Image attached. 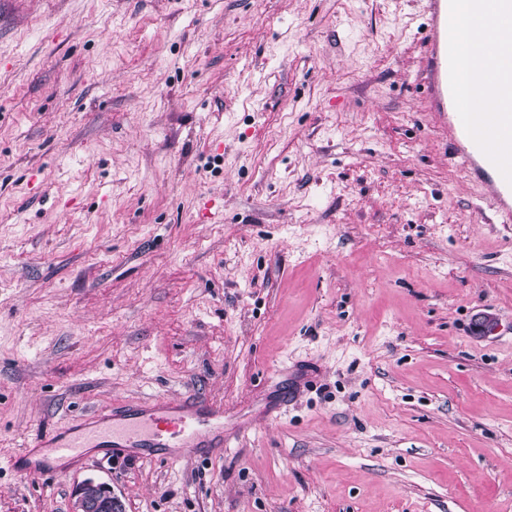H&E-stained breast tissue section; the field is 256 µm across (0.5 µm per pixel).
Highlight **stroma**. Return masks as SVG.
Returning <instances> with one entry per match:
<instances>
[{
	"label": "stroma",
	"mask_w": 512,
	"mask_h": 512,
	"mask_svg": "<svg viewBox=\"0 0 512 512\" xmlns=\"http://www.w3.org/2000/svg\"><path fill=\"white\" fill-rule=\"evenodd\" d=\"M422 10L0 0V512L88 478L124 512H512V223L448 164ZM188 395L223 452L8 465Z\"/></svg>",
	"instance_id": "stroma-1"
}]
</instances>
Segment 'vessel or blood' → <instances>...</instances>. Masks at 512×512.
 <instances>
[{
    "instance_id": "b4317fda",
    "label": "vessel or blood",
    "mask_w": 512,
    "mask_h": 512,
    "mask_svg": "<svg viewBox=\"0 0 512 512\" xmlns=\"http://www.w3.org/2000/svg\"><path fill=\"white\" fill-rule=\"evenodd\" d=\"M424 18L421 80L427 88L426 108L446 133L451 162L485 189L500 223L511 224L512 71H499L489 82L482 69L462 67L454 0H426ZM469 21L476 35L472 52L482 60H493L503 46L498 29L512 25V0H471ZM464 84L479 89L491 85L500 107L486 109L458 100L456 91ZM223 445V407L199 396L155 398L97 410L72 428L36 436L31 446L43 449V457L33 463L25 451L11 457L9 465L26 477L43 476L55 472L56 461L84 458L86 449L100 446L115 455L156 448L177 463L198 449Z\"/></svg>"
}]
</instances>
